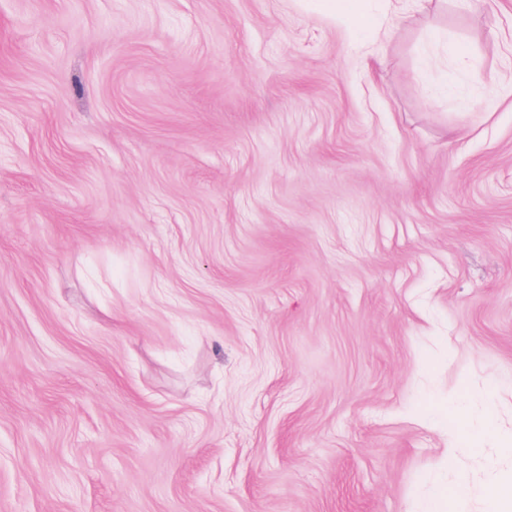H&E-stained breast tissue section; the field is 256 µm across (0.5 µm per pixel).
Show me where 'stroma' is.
<instances>
[{
  "instance_id": "stroma-1",
  "label": "stroma",
  "mask_w": 512,
  "mask_h": 512,
  "mask_svg": "<svg viewBox=\"0 0 512 512\" xmlns=\"http://www.w3.org/2000/svg\"><path fill=\"white\" fill-rule=\"evenodd\" d=\"M368 8L0 0V512H485L512 0ZM319 8L340 17L353 36H359L368 27L369 19L361 0H319Z\"/></svg>"
}]
</instances>
